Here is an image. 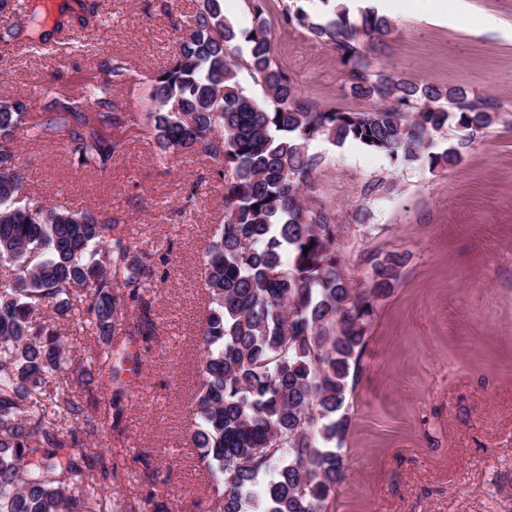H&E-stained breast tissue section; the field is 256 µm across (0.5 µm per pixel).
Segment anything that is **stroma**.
I'll use <instances>...</instances> for the list:
<instances>
[{
    "mask_svg": "<svg viewBox=\"0 0 512 512\" xmlns=\"http://www.w3.org/2000/svg\"><path fill=\"white\" fill-rule=\"evenodd\" d=\"M10 2L0 12V94L26 100L27 121L48 117L115 59L129 79L112 97L137 121L102 171L74 162L59 136L19 137L25 195L100 212L126 224L134 242L168 252L150 295L157 330L129 347L137 383L121 394L76 391L89 414L108 418L93 472L118 490L112 512H131L151 492L163 512H216L189 432L209 305L201 267L224 222V181L210 158L161 154L147 117L149 80L169 65L176 24L199 0H98L88 49L56 60L9 46L6 34L25 18L23 0ZM465 2L464 17L434 23L431 0H389L395 29L365 52L378 72L463 86L499 108L459 165L397 162L322 134L307 143L318 164L304 197L333 215L345 278L362 288L374 258H406L368 329L346 405V475L330 512H512V0ZM224 5L239 32L264 17L278 65L320 109L368 108L333 45L283 20L288 7L330 18L335 0ZM487 15L497 32H481ZM363 208L371 217L356 223Z\"/></svg>",
    "mask_w": 512,
    "mask_h": 512,
    "instance_id": "obj_1",
    "label": "stroma"
}]
</instances>
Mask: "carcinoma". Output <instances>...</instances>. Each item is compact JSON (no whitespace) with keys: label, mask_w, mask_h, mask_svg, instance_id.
<instances>
[{"label":"carcinoma","mask_w":512,"mask_h":512,"mask_svg":"<svg viewBox=\"0 0 512 512\" xmlns=\"http://www.w3.org/2000/svg\"><path fill=\"white\" fill-rule=\"evenodd\" d=\"M73 2L80 26L99 17L96 0ZM70 10L60 5L52 30L36 40L21 26L11 38L37 52ZM261 16L258 5V24L244 41L264 101L237 81L231 54L238 33L224 17V0H199L170 65L149 84L158 148L199 151L217 161L224 179V224L203 258L210 306L200 329L191 439L220 512H328L345 469L336 443L348 430L347 396L376 302L394 288L404 257L376 260L368 288L349 285L333 217L301 201L315 165L307 141L322 133L395 161L425 155L431 167L448 168L498 115L462 87L374 71L364 51L392 33L385 16L366 11L352 21L341 10L319 22L287 8L284 22L332 44L352 93L371 102L364 112L322 111L275 63ZM127 74L125 65L105 63L79 96L57 102L54 114L28 126L27 104L0 96V263L13 266L10 281L0 285V512H109L80 464L86 449L68 451L78 446L74 424L97 436L105 422L70 391L65 340L36 315L79 311L82 327L101 342L97 370L79 367L80 383L87 388L106 378L120 390L129 343L115 336L155 332L145 295L167 251L136 245L118 221L94 211L21 198L16 140L23 127L30 137L58 134L79 165L106 168L123 140L106 138L99 127L123 131L132 123L112 100V86ZM449 127L455 143L429 152L432 133ZM130 301L140 305L129 320Z\"/></svg>","instance_id":"1"}]
</instances>
